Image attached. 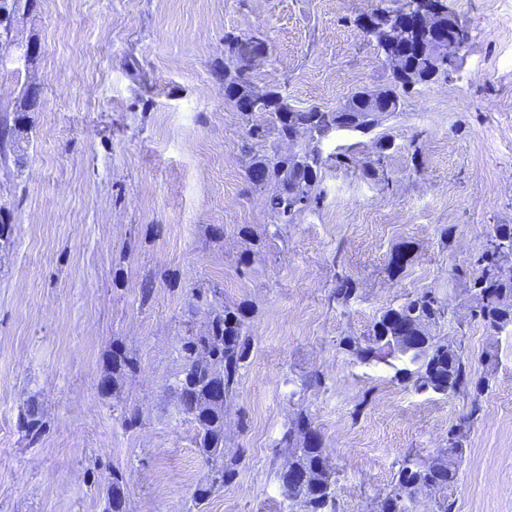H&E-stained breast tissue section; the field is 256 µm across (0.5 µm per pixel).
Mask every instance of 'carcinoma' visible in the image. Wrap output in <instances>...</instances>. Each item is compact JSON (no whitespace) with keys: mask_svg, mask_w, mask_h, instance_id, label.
<instances>
[{"mask_svg":"<svg viewBox=\"0 0 512 512\" xmlns=\"http://www.w3.org/2000/svg\"><path fill=\"white\" fill-rule=\"evenodd\" d=\"M254 43L228 36L224 39V92L232 102L238 95L249 91L252 83L248 61ZM378 94L394 95V109L401 107L396 88L385 87L356 92L351 103L361 106L365 97ZM258 108L266 112L267 123L248 130L252 139L274 136L279 143L292 142L296 145L297 161L288 166V159L279 156L273 145L263 154L253 158L249 180L255 186L272 184L275 191L268 197L269 209L283 224H293L304 212L320 205L319 184L324 166L320 142L327 136V129L333 118L328 110L320 112H294L278 87L265 99L258 102ZM512 255V224H491L483 250L475 256L473 265L478 275L473 279L472 290L479 299V305L472 316L485 327L499 332L512 328V278L499 279L495 272L504 258ZM220 289L211 287L196 289L197 304L206 302L208 306L206 330L204 333L186 331L181 345V368L177 378L176 398L182 413L196 423L197 452L210 466L207 483L193 493L197 503L204 501L217 487L235 474L234 460H226L224 455V405H216L208 399V388L213 376L212 367L223 373L224 399L234 396L240 379V371L249 358L251 336L246 324V316L239 305H229L219 298ZM445 315L444 305L431 292H424L406 300L396 308L386 310L374 325V338L360 342L346 340V346L362 362H386L398 354L385 336L389 325L396 320L422 317L439 320ZM446 341L428 335L421 347L410 355V361L418 364L416 371L402 370L406 376L414 378V385L420 391H432L450 396L462 388H471L469 419H474L482 410L481 396L489 386V379H474L469 360L463 350L448 355L444 350ZM136 371L134 357L123 348L112 350V374L124 376ZM462 427L448 429V448L442 456L447 459L444 465L417 460L405 456L394 474L390 489L382 500L384 512H408L401 500L403 494H411L413 487L427 483L438 493L435 499L436 512H455V501L450 490L457 482L459 466L465 453L462 446ZM297 462L319 470L318 480L322 488L297 486L284 471L279 475L282 495L293 505H304L303 512H336L334 489L330 480V456L322 447L321 440L305 443L299 450ZM123 479L112 474L110 509L112 512H127L122 488Z\"/></svg>","mask_w":512,"mask_h":512,"instance_id":"obj_1","label":"carcinoma"}]
</instances>
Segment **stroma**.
<instances>
[{"label": "stroma", "instance_id": "stroma-1", "mask_svg": "<svg viewBox=\"0 0 512 512\" xmlns=\"http://www.w3.org/2000/svg\"><path fill=\"white\" fill-rule=\"evenodd\" d=\"M447 3L470 35L455 71L402 94L376 132L325 137L321 203L284 226L272 186L248 178L264 115L225 99L224 36L264 40L255 90L334 109L392 83L357 19L394 0H37L15 16L39 53L23 69L0 57V115L26 87L41 100L23 166L0 158V512H106L116 472L129 512H289L277 474L300 414L331 451L336 512H377L399 461L438 456L457 424L456 512H512V332L471 315L472 260L489 225L512 224V0ZM340 278L357 286L345 304ZM215 285L245 308L252 348L224 408L236 473L197 505L209 468L174 381L182 336L205 322L193 291ZM429 290L447 307L432 335L490 379L470 422L467 393L418 391L397 374L409 358L365 363L341 344ZM116 344L137 370L111 384Z\"/></svg>", "mask_w": 512, "mask_h": 512}]
</instances>
